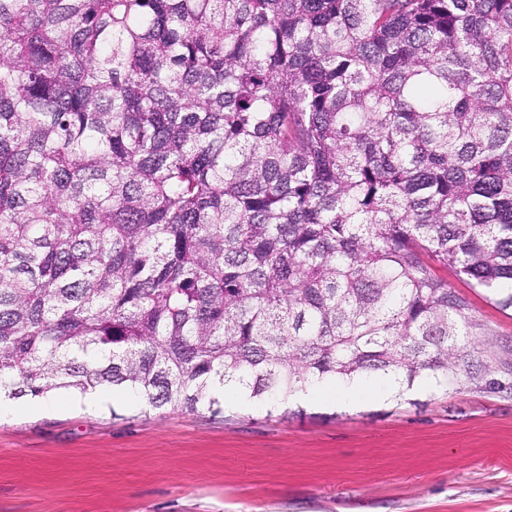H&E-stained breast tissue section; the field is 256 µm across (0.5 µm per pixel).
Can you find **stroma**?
<instances>
[{
	"instance_id": "obj_1",
	"label": "stroma",
	"mask_w": 512,
	"mask_h": 512,
	"mask_svg": "<svg viewBox=\"0 0 512 512\" xmlns=\"http://www.w3.org/2000/svg\"><path fill=\"white\" fill-rule=\"evenodd\" d=\"M480 324L478 379L417 403L0 420V512H512V312L446 272Z\"/></svg>"
}]
</instances>
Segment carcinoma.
<instances>
[{
  "label": "carcinoma",
  "mask_w": 512,
  "mask_h": 512,
  "mask_svg": "<svg viewBox=\"0 0 512 512\" xmlns=\"http://www.w3.org/2000/svg\"><path fill=\"white\" fill-rule=\"evenodd\" d=\"M446 268L512 309V0H0V395L474 380Z\"/></svg>",
  "instance_id": "1"
}]
</instances>
